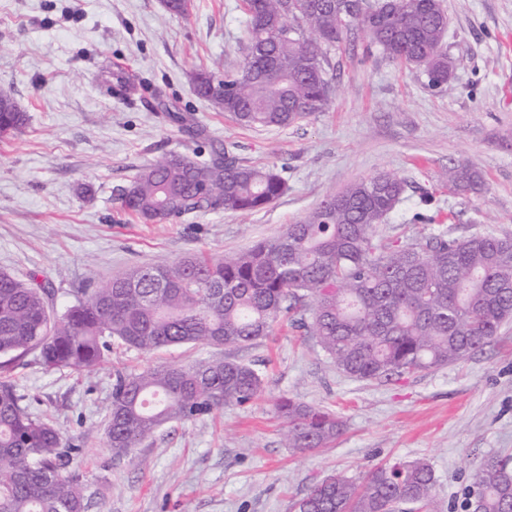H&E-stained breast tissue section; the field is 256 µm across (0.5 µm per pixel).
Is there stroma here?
<instances>
[{"instance_id":"obj_1","label":"stroma","mask_w":512,"mask_h":512,"mask_svg":"<svg viewBox=\"0 0 512 512\" xmlns=\"http://www.w3.org/2000/svg\"><path fill=\"white\" fill-rule=\"evenodd\" d=\"M240 0H191L187 17L161 0H0V94L27 115L0 140V271L54 291L56 310L90 282L133 265L213 258L251 249L351 183L389 172L407 184L381 230L407 240L439 229L512 236V0H443L453 76L442 90L380 55L331 50L337 76L328 111L284 128L237 124L191 89L201 68L239 64ZM136 76L127 95L116 72ZM193 113V140L157 109ZM235 145L244 163L283 166L288 189L262 210L142 224L118 200L138 169L172 153ZM473 165L475 195L448 188V169ZM430 196L433 220L417 221ZM225 356L256 364L257 399L185 424L117 458L107 443L114 367L188 366ZM10 378L35 397L65 439L79 444L88 512H292L317 481L362 478L375 465L424 461L445 512L461 503L481 460L512 456V322L454 365L358 381L336 369L306 329L282 321L242 349L175 346L141 354L113 345L93 372L45 370L33 357ZM288 396L338 413L326 448L284 445L275 401Z\"/></svg>"}]
</instances>
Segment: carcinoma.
Masks as SVG:
<instances>
[{
	"mask_svg": "<svg viewBox=\"0 0 512 512\" xmlns=\"http://www.w3.org/2000/svg\"><path fill=\"white\" fill-rule=\"evenodd\" d=\"M246 38L238 67L192 79L194 94L244 127H287L325 112L335 92L322 46L365 40L363 53L420 72L439 90L452 70L442 45V0H242ZM157 106L191 138L188 113ZM26 123L0 95V136ZM448 185L483 188L471 165L448 169ZM287 190L283 169L240 161L232 147L200 159L169 154L122 187L121 209L143 223L222 209L251 213ZM405 193L404 181L379 173L327 196L314 210L250 250L214 260L203 253L164 265H134L91 284L57 314L50 289L0 271V512H87L82 475L63 472L80 453L6 376L28 354L46 370L90 372L116 341L153 353L179 345L241 349L270 335L284 317L302 322L347 377L390 380L458 363L512 321V237L446 232L404 242L380 235ZM264 390L251 363L202 359L114 371L108 445L115 456L173 422L243 406ZM285 446L324 448L343 421L333 412L281 396L275 404ZM294 512H441L436 477L423 461L375 467L359 482L333 476L314 484ZM463 512H512V458L485 457Z\"/></svg>",
	"mask_w": 512,
	"mask_h": 512,
	"instance_id": "carcinoma-1",
	"label": "carcinoma"
}]
</instances>
